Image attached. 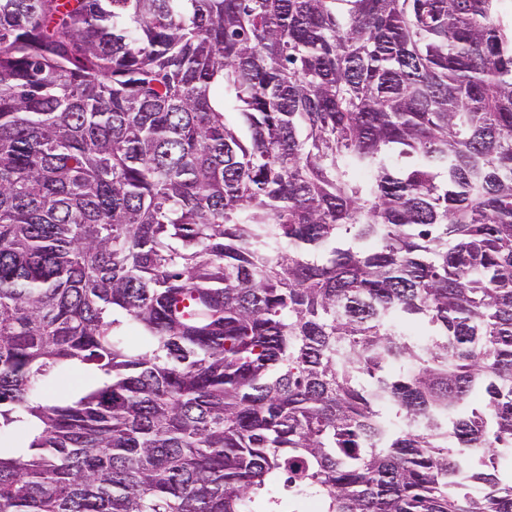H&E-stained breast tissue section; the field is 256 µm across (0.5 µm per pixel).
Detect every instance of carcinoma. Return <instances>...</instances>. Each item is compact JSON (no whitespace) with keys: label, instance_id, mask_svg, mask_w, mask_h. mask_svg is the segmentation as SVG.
Listing matches in <instances>:
<instances>
[{"label":"carcinoma","instance_id":"1","mask_svg":"<svg viewBox=\"0 0 512 512\" xmlns=\"http://www.w3.org/2000/svg\"><path fill=\"white\" fill-rule=\"evenodd\" d=\"M313 503L512 512L502 0H0V512Z\"/></svg>","mask_w":512,"mask_h":512}]
</instances>
